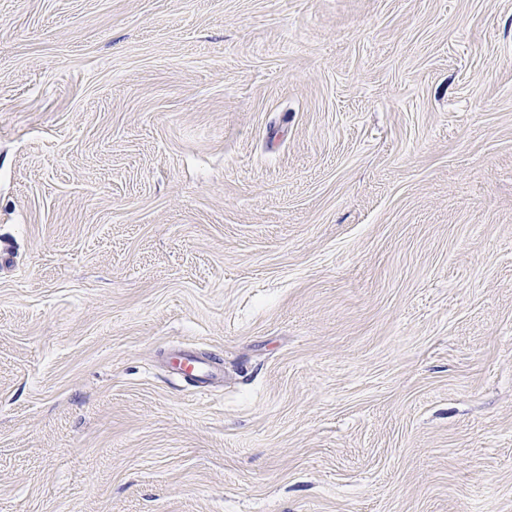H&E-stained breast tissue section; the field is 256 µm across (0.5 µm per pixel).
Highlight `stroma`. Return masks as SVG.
<instances>
[{"mask_svg": "<svg viewBox=\"0 0 512 512\" xmlns=\"http://www.w3.org/2000/svg\"><path fill=\"white\" fill-rule=\"evenodd\" d=\"M0 512H512V0H0ZM174 358L171 373L195 388L206 389L219 379L214 363L197 358L188 349H178Z\"/></svg>", "mask_w": 512, "mask_h": 512, "instance_id": "35a3bbf8", "label": "stroma"}]
</instances>
